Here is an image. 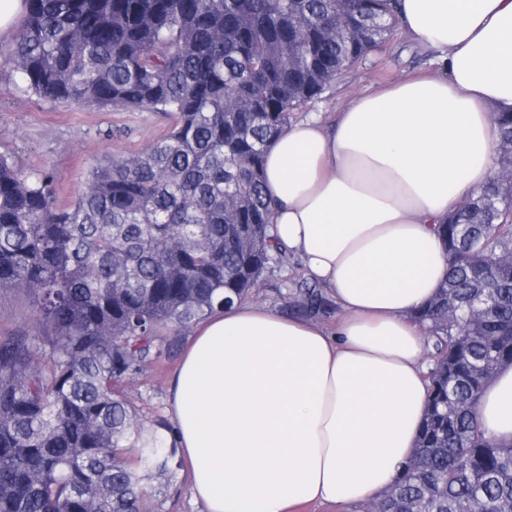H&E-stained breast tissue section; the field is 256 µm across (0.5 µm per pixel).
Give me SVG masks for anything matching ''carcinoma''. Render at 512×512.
<instances>
[{"mask_svg": "<svg viewBox=\"0 0 512 512\" xmlns=\"http://www.w3.org/2000/svg\"><path fill=\"white\" fill-rule=\"evenodd\" d=\"M396 2L25 0L0 45L25 92L173 124L145 151L95 164L66 207L52 175L0 155V291L30 293L41 325L0 341V512H143L145 481L182 467L173 427L139 426L125 383L288 262L264 150L386 43ZM495 120L502 168L439 225L448 275L414 316L433 340L414 455L366 512H512V441L478 419L480 393L512 364V264L497 260L512 250V112ZM296 302L330 309L315 284Z\"/></svg>", "mask_w": 512, "mask_h": 512, "instance_id": "obj_1", "label": "carcinoma"}]
</instances>
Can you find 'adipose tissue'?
<instances>
[{"mask_svg": "<svg viewBox=\"0 0 512 512\" xmlns=\"http://www.w3.org/2000/svg\"><path fill=\"white\" fill-rule=\"evenodd\" d=\"M439 69L347 100L332 125H288L264 154L280 246L342 316L336 329L249 302L194 331L170 419L202 512H287L384 497L427 413L414 314L448 273L439 234L497 171L495 113L512 112V0H398ZM512 440V366L478 404Z\"/></svg>", "mask_w": 512, "mask_h": 512, "instance_id": "adipose-tissue-1", "label": "adipose tissue"}]
</instances>
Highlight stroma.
Returning <instances> with one entry per match:
<instances>
[{
    "label": "stroma",
    "instance_id": "obj_1",
    "mask_svg": "<svg viewBox=\"0 0 512 512\" xmlns=\"http://www.w3.org/2000/svg\"><path fill=\"white\" fill-rule=\"evenodd\" d=\"M429 48L396 27L388 42L366 59L343 71L324 91L303 108L292 112V120L310 116L331 120L350 95L369 86H382L397 78L437 68ZM168 121L144 109H101L95 106L61 105L24 92L17 76L0 72V153L15 158L28 173L53 172L59 204L72 203L86 184L93 165L106 157H128L150 147ZM304 271L297 259L271 267L255 291L259 305L291 311L292 293ZM38 311L25 292L0 293V339L20 331L36 332ZM179 363L171 358L145 366L128 381L127 394L144 425L168 417L169 383ZM188 473L163 483L161 492L151 494L148 512H200L187 490Z\"/></svg>",
    "mask_w": 512,
    "mask_h": 512
}]
</instances>
